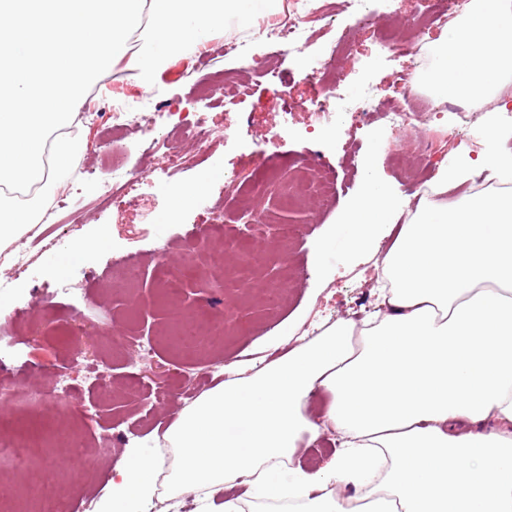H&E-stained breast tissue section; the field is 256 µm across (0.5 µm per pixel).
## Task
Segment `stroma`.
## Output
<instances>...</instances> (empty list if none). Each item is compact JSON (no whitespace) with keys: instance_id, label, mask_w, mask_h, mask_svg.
I'll list each match as a JSON object with an SVG mask.
<instances>
[{"instance_id":"stroma-1","label":"stroma","mask_w":512,"mask_h":512,"mask_svg":"<svg viewBox=\"0 0 512 512\" xmlns=\"http://www.w3.org/2000/svg\"><path fill=\"white\" fill-rule=\"evenodd\" d=\"M418 7L419 0H393L390 15L377 27L354 31L334 78L350 91L393 99L395 74L409 60L379 59L377 43ZM233 42L227 51L223 38L214 39L205 68L178 65L163 71L150 87L133 85L126 109L137 116V125L122 132L117 144L92 127L80 159L86 172L67 181L66 207L42 247L28 265L0 266V383L31 395L56 384L66 389L51 423L23 403L1 404L0 437L15 429L57 428L75 443L99 449L102 462L77 486L72 481L76 461L46 459L49 479L36 506L18 499L17 478L0 475V512H86V504L103 494L126 448L152 447L153 436L163 434L183 407L213 387L215 373L265 346L301 311L310 310L311 320L331 323L340 318L358 322L377 310L372 287L395 236L386 234L377 254L350 253L336 231L340 216L361 198L371 176L387 181L395 203L407 207L419 183L433 177L451 147L447 130L452 118L434 119L406 133L353 112L335 134H321L307 106L310 88L303 72L289 64L274 77L255 76L250 66L263 60L265 43L250 34ZM220 75L246 85L245 95L225 100L223 89L214 85ZM193 110L224 132L201 158L193 156L191 142L178 130ZM157 112L166 115L159 125L153 122ZM150 124L158 138L189 154L178 173H168L162 156L147 151L139 129ZM422 138L432 144L424 168L411 164ZM389 140L396 145L393 155L368 166V159ZM117 147L137 196L129 205L103 208L97 200L115 176L112 152ZM261 151L272 153L273 165L285 176L304 159H314L335 177V194L315 208L285 204L275 183L259 197L229 191L225 173L240 169L248 156ZM206 171L211 180L201 193H193ZM173 186L190 190L192 196L170 222L166 214ZM256 210L273 226L297 219L294 239L282 247L269 233H254L249 214ZM102 231L107 237L90 259L60 273L53 270L55 256ZM190 251L202 275L213 281L225 262L240 253H267L272 260L260 270L255 287L229 281L222 290L200 293L197 277L183 272L182 258ZM132 262L139 265L141 278L130 290L120 286L116 273ZM279 283L285 286L284 296L269 303L265 289ZM180 310L205 321L233 318L242 328L186 348L168 339ZM155 371L163 373L166 391L152 382Z\"/></svg>"}]
</instances>
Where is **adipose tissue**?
Returning <instances> with one entry per match:
<instances>
[{
	"label": "adipose tissue",
	"instance_id": "obj_1",
	"mask_svg": "<svg viewBox=\"0 0 512 512\" xmlns=\"http://www.w3.org/2000/svg\"><path fill=\"white\" fill-rule=\"evenodd\" d=\"M280 0H0V251L31 230L81 158L88 85L117 66L150 84L220 32L258 29ZM442 101L484 102L512 75V0H475L427 46ZM477 157L451 153L433 202L403 216L369 180L341 217L349 245L399 224L379 310L339 319L277 359L226 365L153 448H130L96 512H153L159 476L201 512H512V125L483 116ZM335 432L313 469L299 448Z\"/></svg>",
	"mask_w": 512,
	"mask_h": 512
}]
</instances>
